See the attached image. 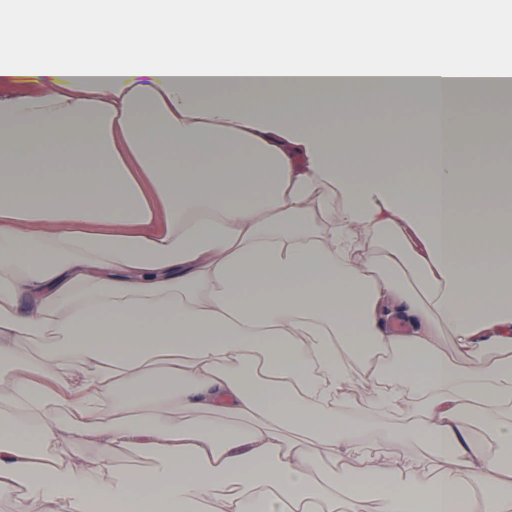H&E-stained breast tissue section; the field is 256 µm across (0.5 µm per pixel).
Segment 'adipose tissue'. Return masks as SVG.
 <instances>
[{"mask_svg": "<svg viewBox=\"0 0 512 512\" xmlns=\"http://www.w3.org/2000/svg\"><path fill=\"white\" fill-rule=\"evenodd\" d=\"M455 2L0 0V86L28 84L0 93L10 512H512V218L477 163L497 127L465 124L488 103L452 110L512 26L481 8L497 40L472 52ZM406 15L436 40L411 49ZM388 88L422 89L419 124L341 121ZM357 385L401 423L347 416ZM413 445L382 493L310 465Z\"/></svg>", "mask_w": 512, "mask_h": 512, "instance_id": "adipose-tissue-1", "label": "adipose tissue"}]
</instances>
